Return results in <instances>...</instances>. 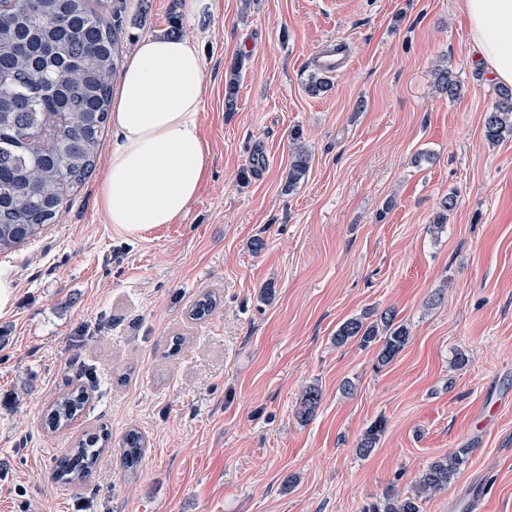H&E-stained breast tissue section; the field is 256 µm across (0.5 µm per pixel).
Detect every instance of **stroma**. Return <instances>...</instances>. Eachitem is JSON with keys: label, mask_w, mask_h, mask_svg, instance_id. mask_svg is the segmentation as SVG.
Returning <instances> with one entry per match:
<instances>
[{"label": "stroma", "mask_w": 512, "mask_h": 512, "mask_svg": "<svg viewBox=\"0 0 512 512\" xmlns=\"http://www.w3.org/2000/svg\"><path fill=\"white\" fill-rule=\"evenodd\" d=\"M184 5L126 0L123 26L129 53L173 27L201 48L213 165L187 215L136 237L103 223L101 163L57 223L0 253L19 283L0 316V512H362L462 448L421 512H512V137L483 136L498 86L461 0ZM329 39L352 63L314 96L310 58ZM442 66L460 97L436 89ZM297 141L309 168L291 188ZM205 291L217 307L191 320ZM369 309L409 330L385 366L378 345L335 342ZM78 384L84 412L46 433L48 405ZM101 426L110 447L85 488L55 482L56 458ZM133 427L146 450L131 472ZM145 448L146 440L140 431L131 429L125 434L121 451L127 468L133 472L137 470L144 456Z\"/></svg>", "instance_id": "35a3bbf8"}]
</instances>
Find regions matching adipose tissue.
I'll use <instances>...</instances> for the list:
<instances>
[{"mask_svg":"<svg viewBox=\"0 0 512 512\" xmlns=\"http://www.w3.org/2000/svg\"><path fill=\"white\" fill-rule=\"evenodd\" d=\"M471 39L493 83L512 86V0H462ZM208 87L198 46L159 32L126 60L112 104V149L98 207L137 235L184 217L213 159L199 111Z\"/></svg>","mask_w":512,"mask_h":512,"instance_id":"adipose-tissue-1","label":"adipose tissue"}]
</instances>
